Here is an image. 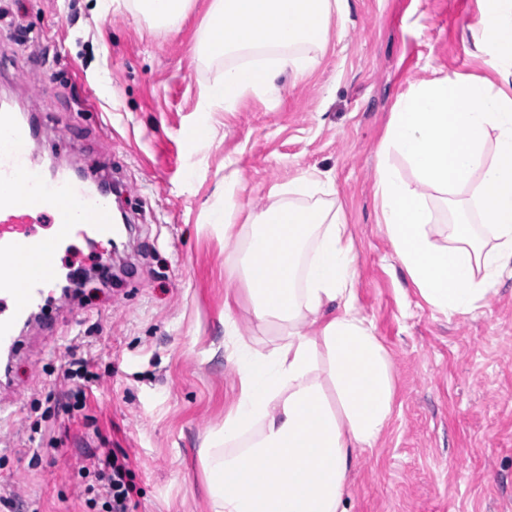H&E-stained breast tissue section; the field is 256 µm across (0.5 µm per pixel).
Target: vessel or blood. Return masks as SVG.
<instances>
[{
    "instance_id": "vessel-or-blood-1",
    "label": "vessel or blood",
    "mask_w": 512,
    "mask_h": 512,
    "mask_svg": "<svg viewBox=\"0 0 512 512\" xmlns=\"http://www.w3.org/2000/svg\"><path fill=\"white\" fill-rule=\"evenodd\" d=\"M42 142L17 112L0 107V351L52 295L57 255L76 240L105 246L116 228L112 202L34 164Z\"/></svg>"
}]
</instances>
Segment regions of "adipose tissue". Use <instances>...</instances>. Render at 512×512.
<instances>
[{"instance_id": "ef3b65f1", "label": "adipose tissue", "mask_w": 512, "mask_h": 512, "mask_svg": "<svg viewBox=\"0 0 512 512\" xmlns=\"http://www.w3.org/2000/svg\"><path fill=\"white\" fill-rule=\"evenodd\" d=\"M480 51L501 85L444 75L410 86L377 151L375 195L395 255L422 299L451 317L476 310L512 271V0H484ZM347 0H213L203 52L221 58L257 47L271 56L225 69L209 102L233 111L245 92L302 77L307 50H325L333 12ZM336 188L306 171L248 223L234 201L220 221L241 243V263L259 325L278 341L238 338L224 324L240 392L215 439L257 437L230 453L210 448L205 468L212 512H348L354 452L373 447L392 412L383 346L353 311V243ZM317 325L316 334L307 326Z\"/></svg>"}]
</instances>
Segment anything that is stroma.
<instances>
[{"label":"stroma","mask_w":512,"mask_h":512,"mask_svg":"<svg viewBox=\"0 0 512 512\" xmlns=\"http://www.w3.org/2000/svg\"><path fill=\"white\" fill-rule=\"evenodd\" d=\"M213 0H192L177 29L129 0H0V94L41 123L44 154L92 179L126 183L135 231L114 273L79 240L57 262L78 281L54 293L0 364V512H90L82 451L126 449L137 492L128 512H211L207 438L236 402L224 298L236 326L265 345L241 281L237 221L302 171L329 175L356 254L353 307L391 367L388 427L356 450L349 512H512V277L474 313L432 310L396 260L375 197L376 152L414 82L493 78L478 51L483 0H348L326 52L301 78L243 94L235 111L205 92L242 64L198 50ZM99 380H64L70 354ZM86 390L84 409L61 394Z\"/></svg>","instance_id":"35a3bbf8"}]
</instances>
